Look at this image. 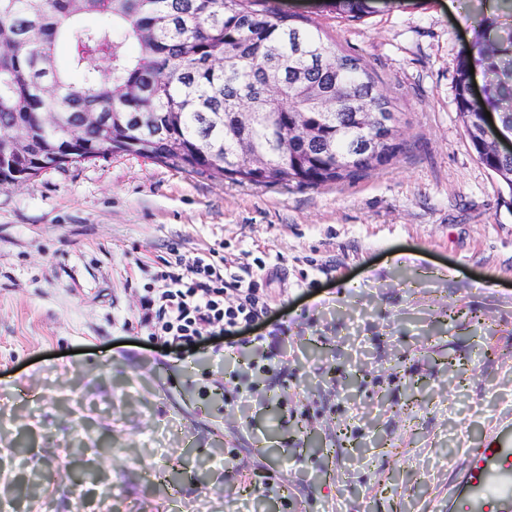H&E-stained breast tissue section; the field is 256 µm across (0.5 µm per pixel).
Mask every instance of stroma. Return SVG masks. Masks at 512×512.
<instances>
[{
	"label": "stroma",
	"mask_w": 512,
	"mask_h": 512,
	"mask_svg": "<svg viewBox=\"0 0 512 512\" xmlns=\"http://www.w3.org/2000/svg\"><path fill=\"white\" fill-rule=\"evenodd\" d=\"M276 0L359 57L407 148L352 183L263 187L116 154L0 186V496L17 512H448L512 417V191L455 102L488 0ZM258 279L287 362L157 350L163 262ZM466 317L449 320L450 309ZM152 477H144L145 468Z\"/></svg>",
	"instance_id": "stroma-1"
}]
</instances>
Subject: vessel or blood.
Here are the masks:
<instances>
[{
	"label": "vessel or blood",
	"mask_w": 512,
	"mask_h": 512,
	"mask_svg": "<svg viewBox=\"0 0 512 512\" xmlns=\"http://www.w3.org/2000/svg\"><path fill=\"white\" fill-rule=\"evenodd\" d=\"M449 494L455 512H512V423L499 424L487 444L466 449Z\"/></svg>",
	"instance_id": "b4317fda"
}]
</instances>
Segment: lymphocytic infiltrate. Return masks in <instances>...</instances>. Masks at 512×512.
<instances>
[{
	"mask_svg": "<svg viewBox=\"0 0 512 512\" xmlns=\"http://www.w3.org/2000/svg\"><path fill=\"white\" fill-rule=\"evenodd\" d=\"M140 298L137 324L162 348L191 350L205 337H234L267 312L259 283L228 267L197 260L189 274L164 266Z\"/></svg>",
	"mask_w": 512,
	"mask_h": 512,
	"instance_id": "f902f5d3",
	"label": "lymphocytic infiltrate"
}]
</instances>
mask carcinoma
Wrapping results in <instances>:
<instances>
[{"label": "carcinoma", "instance_id": "1", "mask_svg": "<svg viewBox=\"0 0 512 512\" xmlns=\"http://www.w3.org/2000/svg\"><path fill=\"white\" fill-rule=\"evenodd\" d=\"M349 19L370 13L368 0H334ZM303 15L274 0H0V132H23L21 157L0 166L3 182L28 180L44 169L58 134L42 113L104 112L113 139L176 170L228 175L256 186L353 182L390 163L404 146L390 144L383 121H398L393 100L358 57L345 54ZM124 36L116 39L115 28ZM71 41L68 69L56 43ZM132 40L140 53L131 56ZM479 52L495 74L496 110L512 130V26L480 37ZM470 66L457 68L455 101L479 160L512 191V158L498 157L483 139L469 95ZM57 87L58 96L40 89ZM224 113V122L211 119ZM242 112H266L245 126ZM299 115L319 135L291 139L288 154L271 134ZM375 131L377 158L352 161L362 128ZM99 127H84L75 163L98 160Z\"/></svg>", "mask_w": 512, "mask_h": 512}]
</instances>
